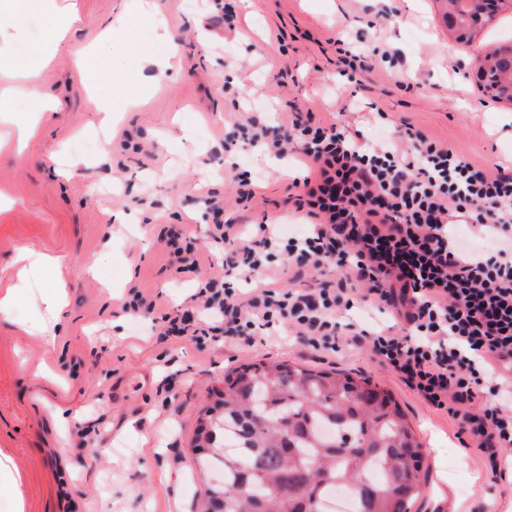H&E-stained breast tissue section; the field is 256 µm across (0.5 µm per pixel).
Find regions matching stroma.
Wrapping results in <instances>:
<instances>
[{
    "label": "stroma",
    "instance_id": "1",
    "mask_svg": "<svg viewBox=\"0 0 512 512\" xmlns=\"http://www.w3.org/2000/svg\"><path fill=\"white\" fill-rule=\"evenodd\" d=\"M128 0H75L76 19L50 48L33 82L58 103L25 150L0 122V291L24 294L0 311V512H197L202 485L190 450L198 420L245 364L284 361L369 378L389 391L423 444L427 470L417 512H512V487L489 481L481 455L464 447L454 421L427 407L390 368L364 350L329 355L285 340L252 347L203 345L159 335L126 311L134 292L157 314L177 315L207 277L223 273L225 248L211 237L207 200L224 202L235 224H296L295 152H229L238 119L290 122L312 112L367 140L411 126L489 172L512 173V103L475 82L479 56L512 45V5L503 4L476 40L455 41L445 0H158L157 14L126 11ZM124 16V29L102 31ZM171 33L158 39L156 24ZM4 63H28L42 37L29 17L15 35L0 10ZM377 46L353 77L341 76L337 39ZM94 49L87 82L74 60ZM174 54L159 75L155 58ZM109 105L110 132L88 112L89 95ZM141 100L125 111L128 96ZM254 196L240 197L243 181ZM186 232L212 258L176 273L160 232ZM30 250L54 258L68 307L52 342L31 333L49 276L23 273ZM95 265V276L83 273ZM171 391H163L164 379ZM136 432H123L127 420ZM168 484H158L161 474Z\"/></svg>",
    "mask_w": 512,
    "mask_h": 512
}]
</instances>
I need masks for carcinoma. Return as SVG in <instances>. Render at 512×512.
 Listing matches in <instances>:
<instances>
[{
	"label": "carcinoma",
	"instance_id": "obj_1",
	"mask_svg": "<svg viewBox=\"0 0 512 512\" xmlns=\"http://www.w3.org/2000/svg\"><path fill=\"white\" fill-rule=\"evenodd\" d=\"M200 422L199 468L224 462L207 512H326L341 480L356 512H410L423 451L390 392L364 377L286 363L245 365Z\"/></svg>",
	"mask_w": 512,
	"mask_h": 512
}]
</instances>
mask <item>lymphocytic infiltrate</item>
Instances as JSON below:
<instances>
[{
	"instance_id": "lymphocytic-infiltrate-1",
	"label": "lymphocytic infiltrate",
	"mask_w": 512,
	"mask_h": 512,
	"mask_svg": "<svg viewBox=\"0 0 512 512\" xmlns=\"http://www.w3.org/2000/svg\"><path fill=\"white\" fill-rule=\"evenodd\" d=\"M292 128L309 173L298 207L310 221L299 237L277 225L223 223L215 236L250 289L202 282L166 335L249 346L288 326L294 341L333 354L369 347L427 406L446 412L478 448L490 480L512 475V174L491 175L411 127L369 143L336 124L297 117ZM469 219L492 251L463 247L453 216ZM336 271L334 285L274 289ZM379 301L394 321L369 330L346 321L355 299Z\"/></svg>"
}]
</instances>
